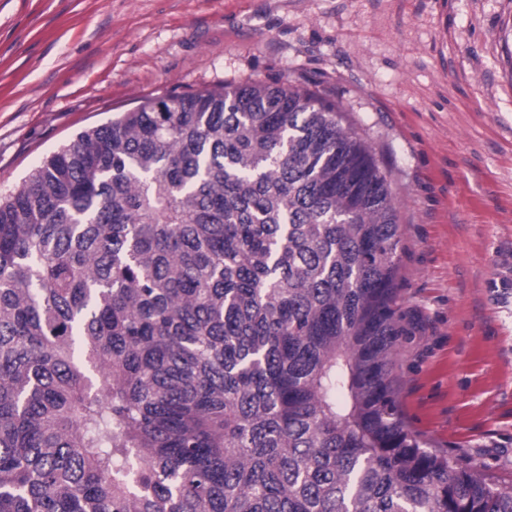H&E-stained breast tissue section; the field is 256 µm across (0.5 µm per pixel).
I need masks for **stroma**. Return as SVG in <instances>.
<instances>
[{
	"mask_svg": "<svg viewBox=\"0 0 512 512\" xmlns=\"http://www.w3.org/2000/svg\"><path fill=\"white\" fill-rule=\"evenodd\" d=\"M335 100L398 209L407 428L512 483V0H0V193L164 95Z\"/></svg>",
	"mask_w": 512,
	"mask_h": 512,
	"instance_id": "obj_1",
	"label": "stroma"
}]
</instances>
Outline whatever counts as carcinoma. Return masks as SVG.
Masks as SVG:
<instances>
[{
  "mask_svg": "<svg viewBox=\"0 0 512 512\" xmlns=\"http://www.w3.org/2000/svg\"><path fill=\"white\" fill-rule=\"evenodd\" d=\"M342 119L157 97L0 197V512H512L402 421L397 207Z\"/></svg>",
  "mask_w": 512,
  "mask_h": 512,
  "instance_id": "1",
  "label": "carcinoma"
}]
</instances>
